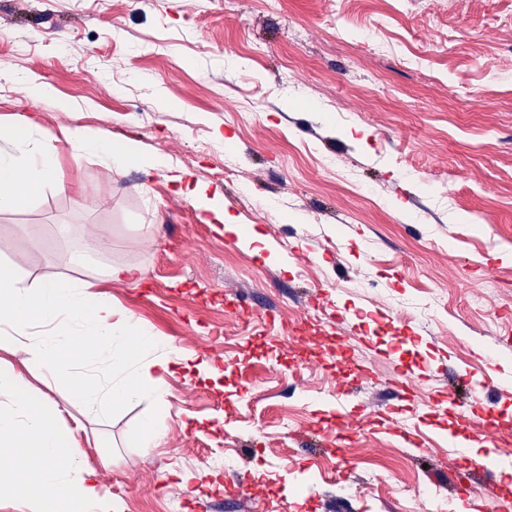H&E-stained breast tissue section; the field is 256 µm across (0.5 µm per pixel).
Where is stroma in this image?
<instances>
[{"label": "stroma", "instance_id": "stroma-1", "mask_svg": "<svg viewBox=\"0 0 512 512\" xmlns=\"http://www.w3.org/2000/svg\"><path fill=\"white\" fill-rule=\"evenodd\" d=\"M31 79L52 99L22 93ZM31 115L55 172L0 201V266L21 288L91 282L205 362L105 417L30 367L35 402L62 406L58 430L125 512L173 497L182 512H512L501 475L448 471L457 414L437 403L492 343L497 377L466 414L512 427V0H0V145ZM75 126L219 191L238 233L168 172L74 160L61 130ZM254 230L258 253L238 242ZM98 237L111 250L71 264ZM116 264L139 281H105ZM431 290L434 311L398 320ZM341 404L363 427L343 441ZM150 417L165 436L145 448ZM400 423L423 451L403 455ZM197 470L211 481L181 493L178 473Z\"/></svg>", "mask_w": 512, "mask_h": 512}]
</instances>
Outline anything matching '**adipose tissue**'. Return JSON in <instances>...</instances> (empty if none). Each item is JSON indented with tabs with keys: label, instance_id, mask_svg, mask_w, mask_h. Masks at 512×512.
<instances>
[{
	"label": "adipose tissue",
	"instance_id": "ef3b65f1",
	"mask_svg": "<svg viewBox=\"0 0 512 512\" xmlns=\"http://www.w3.org/2000/svg\"><path fill=\"white\" fill-rule=\"evenodd\" d=\"M32 126V119H23L0 148V199L23 203L25 192L40 188L54 173L55 155L32 146ZM63 137L74 156L97 154L116 170L170 167L166 158L144 157L136 143H115L86 128L65 129ZM172 181L201 214L214 217L224 231H236L218 192L185 172ZM0 326L12 331L11 349L24 363L65 376L68 403L96 415L135 400L163 399L155 373L167 370L178 355L174 349L159 352L157 337L132 314L99 298L90 284L52 280L20 288L6 268L0 270ZM0 395L9 400L8 407H0V447L17 450L14 464L22 470L11 479L18 506L32 500L40 512H124L95 469L83 467L71 476L60 467L62 459L80 458L81 450L74 438L52 428L56 411L35 405L23 373L0 368Z\"/></svg>",
	"mask_w": 512,
	"mask_h": 512
}]
</instances>
